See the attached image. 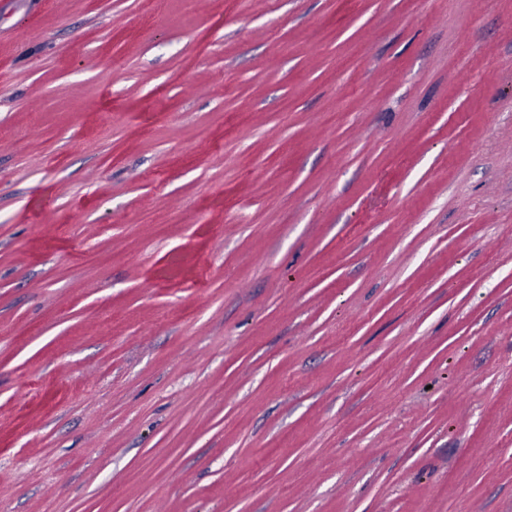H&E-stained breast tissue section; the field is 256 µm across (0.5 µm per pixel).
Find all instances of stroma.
Here are the masks:
<instances>
[{"mask_svg": "<svg viewBox=\"0 0 512 512\" xmlns=\"http://www.w3.org/2000/svg\"><path fill=\"white\" fill-rule=\"evenodd\" d=\"M0 512H512V0H0Z\"/></svg>", "mask_w": 512, "mask_h": 512, "instance_id": "1", "label": "stroma"}]
</instances>
